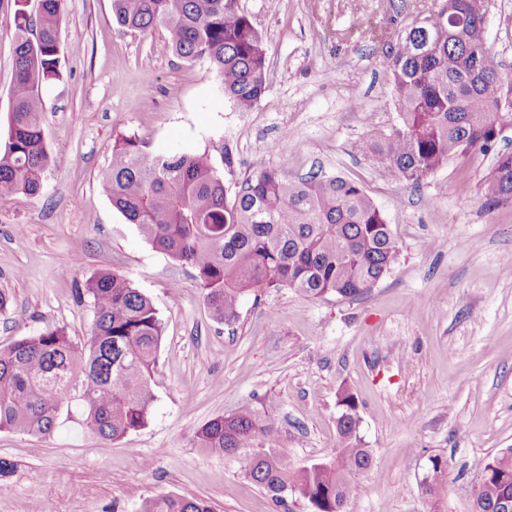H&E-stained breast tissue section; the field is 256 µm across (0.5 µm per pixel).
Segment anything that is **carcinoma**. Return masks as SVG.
I'll use <instances>...</instances> for the list:
<instances>
[{
    "instance_id": "1",
    "label": "carcinoma",
    "mask_w": 512,
    "mask_h": 512,
    "mask_svg": "<svg viewBox=\"0 0 512 512\" xmlns=\"http://www.w3.org/2000/svg\"><path fill=\"white\" fill-rule=\"evenodd\" d=\"M12 109L0 147V197L38 194L56 163L43 136L42 86L61 78L65 0H14ZM116 23L130 32H165L186 63L205 60L241 112L264 96L268 49L238 0H112ZM485 0H444L441 9L402 29L383 53L398 122L374 128L365 143L375 168L418 185L448 162L496 152L484 189L489 208L512 199V152L495 151L496 132L512 126V73L503 74L484 44ZM102 192L156 249L192 270L206 305L227 325L246 291L293 288L308 298L354 300L392 269L397 241L353 179L312 174L288 179L264 168L230 186L207 154H161L134 134L112 147ZM81 294L94 308L90 336L74 342L59 327L23 336L0 349V431L47 436L72 406L82 425L107 441L143 427L153 394L152 370L163 324L152 301L124 275L101 272ZM337 446L307 466L279 446L270 414L246 405L197 432L198 447L222 454L278 502L305 500L311 512H345L356 479L372 465L361 447L354 395L340 393ZM486 476L474 512L512 505V449L483 459ZM447 484L446 464L429 459L422 488ZM143 512H212L202 499L164 494Z\"/></svg>"
}]
</instances>
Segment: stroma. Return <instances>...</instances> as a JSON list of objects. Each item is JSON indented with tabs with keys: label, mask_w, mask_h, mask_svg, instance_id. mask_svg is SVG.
Listing matches in <instances>:
<instances>
[{
	"label": "stroma",
	"mask_w": 512,
	"mask_h": 512,
	"mask_svg": "<svg viewBox=\"0 0 512 512\" xmlns=\"http://www.w3.org/2000/svg\"><path fill=\"white\" fill-rule=\"evenodd\" d=\"M62 77L43 87L44 139L57 157L39 194L0 198V348L46 326L89 335L77 290L101 271L125 275L164 326L146 426L112 443L61 416L53 434L0 432V512H142L161 494L202 498L213 512H309L277 504L197 431L245 403L276 419L281 447L311 463L336 445L337 395L358 404L373 465L346 512H474L476 460L512 448V200L485 209L493 156L453 160L414 186L382 176L364 142L394 124L381 60L397 33L442 0H239L269 47L266 92L248 112L207 62L187 64L163 31L130 33L112 0H66ZM14 0H0V140L8 132ZM486 47L512 68V0H496ZM157 153L233 155L226 183L264 168L361 181L400 253L356 301L291 288L245 293L232 325L213 318L188 268L156 250L113 208L99 179L122 134ZM448 491L422 490L430 457Z\"/></svg>",
	"instance_id": "1"
}]
</instances>
